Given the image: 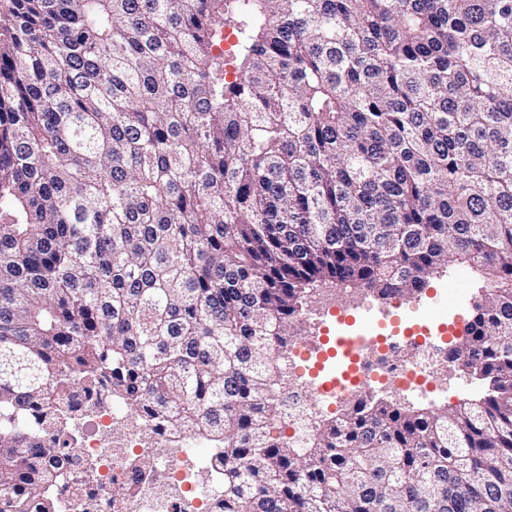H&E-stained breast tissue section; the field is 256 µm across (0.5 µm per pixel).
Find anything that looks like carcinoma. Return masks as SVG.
Returning <instances> with one entry per match:
<instances>
[{
  "label": "carcinoma",
  "instance_id": "obj_1",
  "mask_svg": "<svg viewBox=\"0 0 512 512\" xmlns=\"http://www.w3.org/2000/svg\"><path fill=\"white\" fill-rule=\"evenodd\" d=\"M452 259L492 393L274 435L309 287ZM102 388L224 512H512V0H0V512H58Z\"/></svg>",
  "mask_w": 512,
  "mask_h": 512
}]
</instances>
